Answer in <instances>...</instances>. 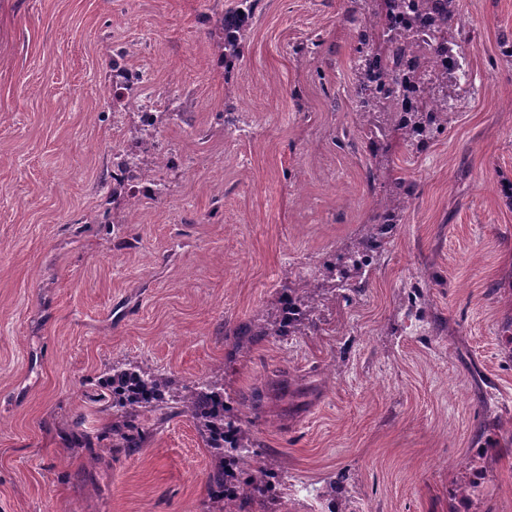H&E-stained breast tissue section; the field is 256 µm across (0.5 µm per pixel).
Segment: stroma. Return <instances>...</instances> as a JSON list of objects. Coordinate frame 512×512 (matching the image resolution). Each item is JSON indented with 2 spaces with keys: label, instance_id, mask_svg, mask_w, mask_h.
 <instances>
[{
  "label": "stroma",
  "instance_id": "stroma-1",
  "mask_svg": "<svg viewBox=\"0 0 512 512\" xmlns=\"http://www.w3.org/2000/svg\"><path fill=\"white\" fill-rule=\"evenodd\" d=\"M233 5L0 0V512H206L211 457L188 417L133 453L72 443L73 417L104 424L108 368L135 360L250 406L278 512L336 479L342 512H512V0H459L471 82L449 87L422 152L361 137L351 0H261L226 77L200 17ZM120 46L189 112L164 132L186 171L134 207L110 195ZM371 167L413 196L365 290L317 332L235 349L372 222Z\"/></svg>",
  "mask_w": 512,
  "mask_h": 512
}]
</instances>
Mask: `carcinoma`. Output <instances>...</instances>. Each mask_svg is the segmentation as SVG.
Wrapping results in <instances>:
<instances>
[{
    "mask_svg": "<svg viewBox=\"0 0 512 512\" xmlns=\"http://www.w3.org/2000/svg\"><path fill=\"white\" fill-rule=\"evenodd\" d=\"M260 0H235V5L216 20L222 37L217 44L223 62L236 64L243 55L245 36L255 18ZM376 8L369 15L356 16L357 6L348 10L345 21L357 24L358 52L364 55L352 83L353 96L360 118V131L369 146L389 147L398 141L418 150L444 132L448 112L454 104L448 96L429 95L415 101L416 86L433 75V86H457L468 78L464 44L466 38L448 39V30L457 19V0H374ZM427 18L430 39L415 37L414 26L419 16ZM456 47L461 61L432 72L439 48ZM130 159L123 164L128 177L148 171L157 157L152 142L142 136L140 125L129 129ZM412 194V185L402 177L388 179V190L374 217L349 253L351 270L336 274V266L326 265L321 274L340 277L334 287L355 292L362 288L360 279L368 256L383 240L384 230L400 223ZM346 294L331 299L314 288H286L270 303L267 319L241 328L234 333L236 343H252L257 338L303 336L317 327L315 316L328 303L349 302ZM111 391L112 407L121 411L109 422L107 431L112 451L133 450L141 446L149 428L143 419L154 417L160 423L186 415L208 449L212 469L208 476L211 506L208 512H276L280 481L261 465L256 455L248 453L244 424L248 415L227 403L218 383L203 380L184 390L172 376L142 361H133L112 368L106 379Z\"/></svg>",
    "mask_w": 512,
    "mask_h": 512,
    "instance_id": "cac0c4a2",
    "label": "carcinoma"
}]
</instances>
